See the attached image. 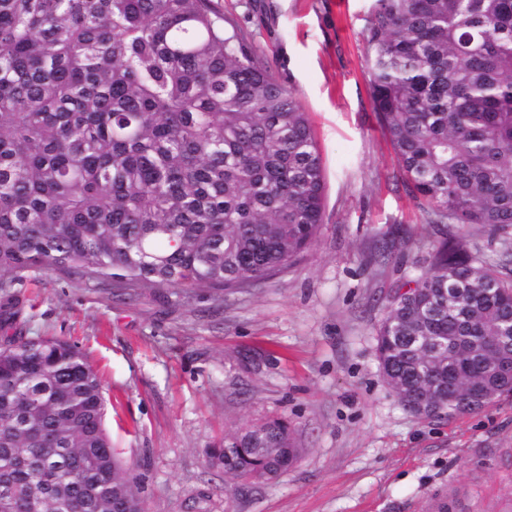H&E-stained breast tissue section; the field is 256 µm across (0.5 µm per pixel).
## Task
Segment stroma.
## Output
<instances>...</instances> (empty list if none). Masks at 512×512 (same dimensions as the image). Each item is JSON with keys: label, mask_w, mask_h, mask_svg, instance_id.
Segmentation results:
<instances>
[{"label": "stroma", "mask_w": 512, "mask_h": 512, "mask_svg": "<svg viewBox=\"0 0 512 512\" xmlns=\"http://www.w3.org/2000/svg\"><path fill=\"white\" fill-rule=\"evenodd\" d=\"M308 113L326 174L324 224L298 261L215 297H129L59 270L23 273L24 335L77 344L98 374L112 446L147 512H512V394L459 418L411 413L384 380L388 300L463 235L491 264L512 230L437 226L402 180L371 99L364 33L375 0H213ZM394 237L387 259L376 245ZM288 420L302 453L251 483L208 464L225 434Z\"/></svg>", "instance_id": "obj_1"}]
</instances>
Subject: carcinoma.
<instances>
[{"instance_id": "obj_1", "label": "carcinoma", "mask_w": 512, "mask_h": 512, "mask_svg": "<svg viewBox=\"0 0 512 512\" xmlns=\"http://www.w3.org/2000/svg\"><path fill=\"white\" fill-rule=\"evenodd\" d=\"M364 40L430 223L511 228L512 0H375ZM325 192L307 113L212 0H0V290L48 268L221 298L312 247ZM406 286L376 336L404 405L463 416L511 393L512 275L445 237ZM105 415L81 348L1 335L0 512H145ZM298 455L270 420L208 458L265 482Z\"/></svg>"}]
</instances>
